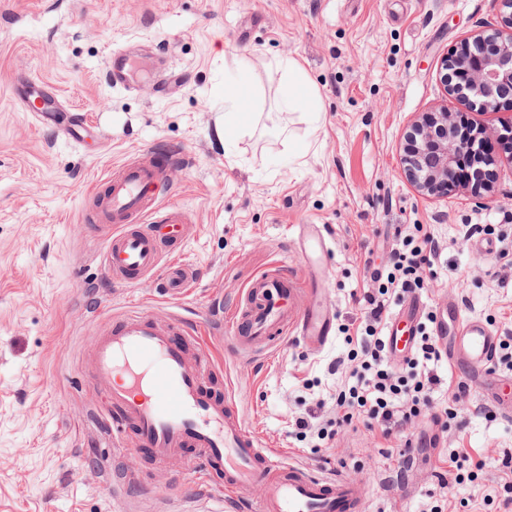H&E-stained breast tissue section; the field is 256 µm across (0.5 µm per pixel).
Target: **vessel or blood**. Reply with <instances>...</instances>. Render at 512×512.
<instances>
[{
	"mask_svg": "<svg viewBox=\"0 0 512 512\" xmlns=\"http://www.w3.org/2000/svg\"><path fill=\"white\" fill-rule=\"evenodd\" d=\"M107 71L113 86L132 83L128 56L115 52ZM107 193L95 221L105 231L104 268L123 281H138L158 267L167 271L166 287L177 294L191 280L181 262H164L165 242L184 240L185 216L173 203L159 205L166 193L164 167L152 155L113 166L105 178ZM307 275L284 279L274 271L256 277L243 290L226 319L232 344L251 355L266 352L293 336L311 346L329 341L332 318L318 304ZM448 315L456 333L444 345L450 365L490 360L498 338L481 320L465 318L456 305ZM180 321L162 324L130 310L96 337L90 365L96 384L107 388L118 421L131 422L141 446L167 462L191 445L222 468L224 491L245 484L265 487L247 512H357L362 488L343 476L319 477L310 469L283 463L246 427L236 406L213 400L203 382L214 363L205 349L189 352L171 336Z\"/></svg>",
	"mask_w": 512,
	"mask_h": 512,
	"instance_id": "obj_1",
	"label": "vessel or blood"
}]
</instances>
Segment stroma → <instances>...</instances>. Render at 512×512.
Wrapping results in <instances>:
<instances>
[{
  "label": "stroma",
  "instance_id": "stroma-1",
  "mask_svg": "<svg viewBox=\"0 0 512 512\" xmlns=\"http://www.w3.org/2000/svg\"><path fill=\"white\" fill-rule=\"evenodd\" d=\"M497 0H0V512H231L221 474L198 449L158 463L132 424L114 432L106 392L87 352L112 316L138 309L200 325L233 308L242 290L281 267L311 273L333 313L330 341L294 339L264 357L229 340L185 337L214 360L208 392L243 408L281 458L364 483L367 512H499L512 453V369L432 363L441 380L408 425L432 415L459 422L430 449L354 422L321 440L300 437L335 419L336 393L353 384L344 327L365 319L362 298L416 225L439 256L416 294L425 312L460 313L512 336V103L484 110L447 91L441 63L465 39L501 28ZM140 48L131 89L112 87V51ZM298 61L312 101L281 111L283 66ZM179 75L168 94L156 84ZM46 87L54 121L12 96L16 81ZM243 85L251 113L224 124V89ZM448 111L484 130L495 158L492 192L422 194L404 176L413 123ZM94 129L73 140L65 124ZM152 152L169 202L188 217L185 242L165 255L193 271L187 292L136 283L102 266L105 236L90 215L94 185L115 163ZM319 225L325 254L301 256L296 230ZM479 225L480 234L465 228ZM466 392H458L460 382ZM468 451L474 479L439 484L450 456Z\"/></svg>",
  "mask_w": 512,
  "mask_h": 512
}]
</instances>
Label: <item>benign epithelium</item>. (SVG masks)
<instances>
[{"label":"benign epithelium","mask_w":512,"mask_h":512,"mask_svg":"<svg viewBox=\"0 0 512 512\" xmlns=\"http://www.w3.org/2000/svg\"><path fill=\"white\" fill-rule=\"evenodd\" d=\"M501 4V19L509 33L479 34L441 64L445 83L448 69L466 73L453 92L475 98L484 108L495 107L502 89L512 87V0ZM476 145L478 139H462L454 133L448 112H433L412 125L403 158L405 176L423 193L446 195L458 183L457 164Z\"/></svg>","instance_id":"1"}]
</instances>
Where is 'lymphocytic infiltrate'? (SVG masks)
I'll return each instance as SVG.
<instances>
[{"instance_id":"f902f5d3","label":"lymphocytic infiltrate","mask_w":512,"mask_h":512,"mask_svg":"<svg viewBox=\"0 0 512 512\" xmlns=\"http://www.w3.org/2000/svg\"><path fill=\"white\" fill-rule=\"evenodd\" d=\"M436 256L437 249L429 235L404 239L402 250L394 254L385 285L379 287L377 295L368 297L370 311L363 331L346 338L352 346V356L361 359V371L354 385L336 395V426L360 419L368 426L379 427L388 437L401 431L428 404V391L440 382L427 367L428 362L442 356L437 337L431 336L426 327H419L416 357L394 370L386 363V345L378 329L386 316L384 295L393 288L407 291L421 287L422 272L432 267Z\"/></svg>"}]
</instances>
